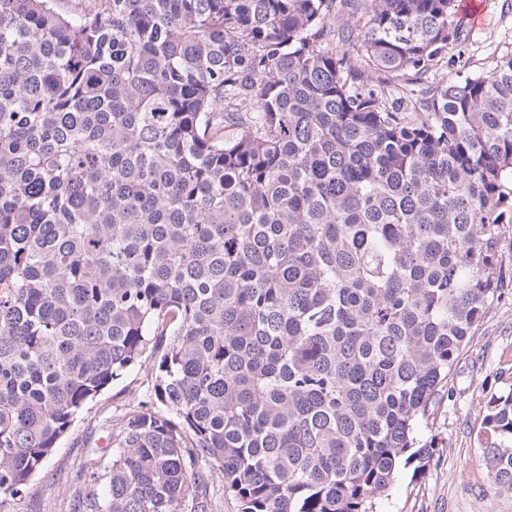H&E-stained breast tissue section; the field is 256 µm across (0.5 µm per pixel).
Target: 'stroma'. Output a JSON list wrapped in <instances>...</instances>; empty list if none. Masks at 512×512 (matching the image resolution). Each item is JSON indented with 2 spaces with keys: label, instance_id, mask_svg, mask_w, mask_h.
I'll return each instance as SVG.
<instances>
[{
  "label": "stroma",
  "instance_id": "stroma-1",
  "mask_svg": "<svg viewBox=\"0 0 512 512\" xmlns=\"http://www.w3.org/2000/svg\"><path fill=\"white\" fill-rule=\"evenodd\" d=\"M481 27L462 21L466 39L444 61L413 84L414 90L447 82L460 68L481 72L512 54V0H483ZM512 387V292L489 303L484 318L459 356L449 393L427 424L421 442L436 453L421 471H400L380 512H512V493L498 490L484 461L482 422L489 399ZM151 389L146 367L113 381L72 423L51 456L18 499H0V512H70L90 448L106 437L104 425L144 400Z\"/></svg>",
  "mask_w": 512,
  "mask_h": 512
}]
</instances>
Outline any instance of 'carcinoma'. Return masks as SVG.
Masks as SVG:
<instances>
[{
	"mask_svg": "<svg viewBox=\"0 0 512 512\" xmlns=\"http://www.w3.org/2000/svg\"><path fill=\"white\" fill-rule=\"evenodd\" d=\"M362 9L359 28L331 17ZM455 0H0V497L130 368L72 512H379L512 227V55ZM483 456L512 492V388ZM482 1L483 4L476 0H461L460 6L470 16L472 25L479 26L483 21L484 24L479 28H473L458 10L457 20L461 24L465 44L461 47L453 45L448 50L444 62L410 85L409 88L416 90L414 94L447 82L464 64L471 72L486 71L492 68L500 57L512 54V0ZM459 50L463 51L460 52V58ZM210 495L214 512H236L235 503L224 496V475L217 469H211Z\"/></svg>",
	"mask_w": 512,
	"mask_h": 512,
	"instance_id": "obj_1",
	"label": "carcinoma"
}]
</instances>
